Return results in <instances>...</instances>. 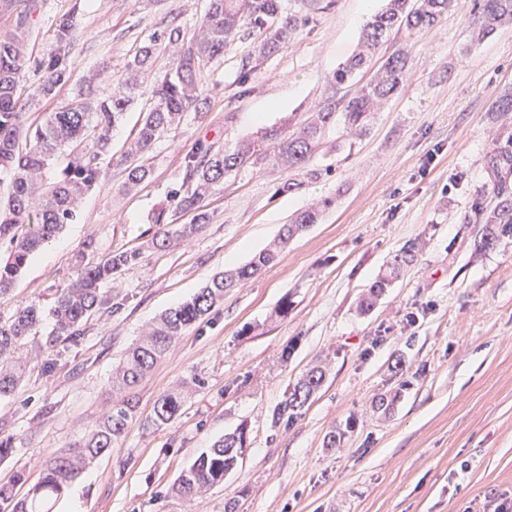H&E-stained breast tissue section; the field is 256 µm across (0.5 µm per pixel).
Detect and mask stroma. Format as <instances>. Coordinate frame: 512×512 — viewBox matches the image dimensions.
Here are the masks:
<instances>
[{
	"label": "stroma",
	"mask_w": 512,
	"mask_h": 512,
	"mask_svg": "<svg viewBox=\"0 0 512 512\" xmlns=\"http://www.w3.org/2000/svg\"><path fill=\"white\" fill-rule=\"evenodd\" d=\"M382 4L333 0L287 49L264 59L253 53L254 35L241 32L213 64L204 102L156 141L145 157L149 178L129 194L120 190V156L141 104L125 114L101 163L104 187L33 256L0 299V322L23 302L50 310L79 263L133 248L142 257L103 284L107 303L86 317L78 342L45 347L47 320L24 345L22 381L0 397V438L12 439L0 455V484L26 496L49 453L72 449L107 407L129 398L135 409L124 435L54 512H494L512 499V235L479 248L482 227L467 219L488 193L487 153L512 146V117L493 109L498 92L512 87V29L470 45L473 0H455L441 22L408 39L409 77L362 141L349 144L339 125L327 130L314 156L325 169L319 180L283 193L291 171L242 168L208 199L209 220L192 239L162 251L146 246L158 211L170 224L189 221L175 208L186 153L201 141L228 149L302 119ZM206 7L0 0V35L21 28L18 12H27L23 73L33 86L55 49L56 18L76 15L70 78L55 98L26 104L25 122L77 94L90 103L111 95L142 41L171 23L194 29ZM325 197L334 205L277 264L227 294L132 389L113 388L115 366L147 325L217 272L248 262L295 212ZM411 242L414 263L360 312V296ZM285 298L287 316H274ZM316 365L325 382L301 418L273 424L275 407ZM174 389L185 394L179 415L153 429L155 401ZM390 395V410H378ZM349 420L354 429L341 445L325 447V435ZM241 426L247 449L223 484L173 495L182 469Z\"/></svg>",
	"instance_id": "obj_1"
}]
</instances>
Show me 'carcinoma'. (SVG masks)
Listing matches in <instances>:
<instances>
[{
  "label": "carcinoma",
  "mask_w": 512,
  "mask_h": 512,
  "mask_svg": "<svg viewBox=\"0 0 512 512\" xmlns=\"http://www.w3.org/2000/svg\"><path fill=\"white\" fill-rule=\"evenodd\" d=\"M452 7L453 0H385V6L366 25L358 50L325 77L321 102L310 115L298 123L267 129L260 139L240 141L231 150L216 149L203 142L196 144L184 158L186 188L177 203L179 212L191 215V220L171 231L164 224L165 209H160L154 216L157 230L147 241V247L166 249L173 233L185 239L194 236L209 219L206 198L224 183L227 175L244 166L279 164L309 180H317L323 172L330 171L313 164L327 129L340 122L354 138L366 136L375 112L402 86L408 57L401 49L392 51L364 84L354 81L357 72L381 52L392 32L412 35L433 27ZM299 24L297 16L285 13L284 0H210L195 32L190 34L179 25L167 26L139 47L133 64L128 66L130 75L124 80L122 91L94 105L74 99L57 112L44 113L41 123L28 127L21 116L23 96L48 97L68 81L74 60L75 17L71 13L57 21L56 51L43 64L41 83L30 92L26 91L23 79V31L1 37L0 172L10 177V188L6 202L0 204V242L9 244L7 257L0 261V297L13 289L30 258L74 220L79 201L100 186L104 178L101 159L112 152V130L138 99L148 93L153 104L146 110L134 142L121 159L127 191L147 179L149 170L142 162L143 155L178 125L183 114L199 100L206 90L210 66L243 28L261 34L255 52L265 58L287 48ZM496 24L512 26V0H477L471 42L490 37ZM170 47L177 48L172 68L151 91L142 89L135 71L152 68ZM64 147L71 149L75 157L48 182L46 175ZM487 165L493 175L491 197L496 203L475 204L468 223L495 224L499 232L512 234V183L507 181V176H512V150H493ZM331 204V200L324 199L297 213L283 226L277 241L246 264L217 273L193 297L161 315L127 351L112 383L122 387L135 385L168 356L180 336L224 302V295L275 264L288 243L318 223ZM414 257L413 243L397 253L389 274L363 294L360 310L370 311ZM139 258L137 250L118 251L99 263L83 266L76 281L57 297L46 346L80 336L84 318L106 303L100 284ZM43 321L42 310L31 302L18 306L8 323H0L1 397L16 388L23 369L18 350ZM324 380L322 367L309 369L274 413V424H294ZM183 402L184 395L178 391L160 396L149 425L156 429L168 425L179 414ZM133 409L128 400L111 406L75 449L50 455L42 476L26 497L16 498L11 484L0 485V512H52L49 502L61 499L70 484L123 436ZM245 444L246 434L242 430L225 435L182 470L173 492L188 497L223 483L224 476L237 467L238 451Z\"/></svg>",
  "instance_id": "obj_1"
}]
</instances>
